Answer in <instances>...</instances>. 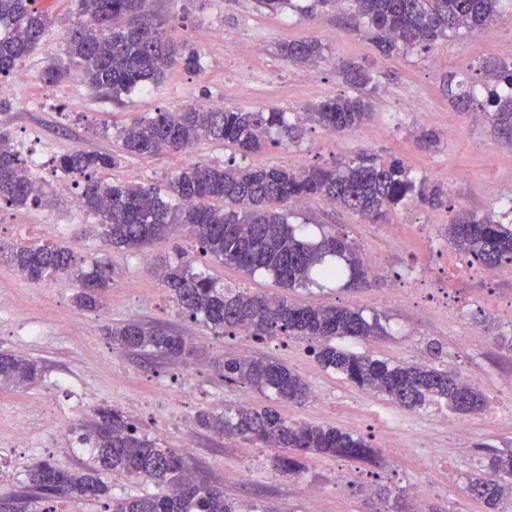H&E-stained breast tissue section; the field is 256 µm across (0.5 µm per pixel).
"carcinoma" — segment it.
<instances>
[{
  "instance_id": "obj_1",
  "label": "carcinoma",
  "mask_w": 512,
  "mask_h": 512,
  "mask_svg": "<svg viewBox=\"0 0 512 512\" xmlns=\"http://www.w3.org/2000/svg\"><path fill=\"white\" fill-rule=\"evenodd\" d=\"M38 2L0 0L1 81L15 75L52 25ZM76 2L75 20L65 37L68 64L48 65L42 75L45 83L56 84L74 69L87 86L119 103L122 96L162 79L174 66L199 70V51L157 27L149 0ZM503 2L345 0V5L355 28H364L377 55L388 58L418 47L426 50L462 28L487 29L500 17ZM323 49L321 41L304 39L284 44L281 55L291 62L309 63L322 57ZM477 71L491 84L485 102L478 101L477 83L453 75L448 77V98L466 109L477 105L490 110L494 128L511 140L512 61L483 62ZM345 75L356 96L323 100L292 122L286 113L274 109L190 106L114 125L112 137L121 152L142 159L163 151L180 153L201 140L222 141L246 158L285 139L299 138L306 122L343 134L369 117L370 97L379 87L371 66L349 65ZM119 159L117 154L75 149L60 156L56 164L65 175L83 176L78 203L98 218L93 228L103 242L144 250L153 241L188 227L195 244L212 260L247 274L262 270L285 288H305L317 278L361 287L369 276L354 241L332 229L317 239L308 238L289 221L291 206L323 199L375 223L410 202L432 209L446 205L443 188L412 176L402 159L387 160L366 152L330 167L295 170L194 164L171 176L162 191L149 185L107 183L97 177L98 171L113 167ZM43 194L44 186L28 177L25 160L10 137L0 133V205L36 204ZM445 236L472 262L512 263V207L499 215H454ZM185 256L178 253L174 262L157 259L154 268L178 309L217 334L230 332L259 341L273 336L314 341L313 353L323 368L406 409L444 405L471 413L487 404L482 391L460 384L446 368L396 363L336 345L338 339L386 335L377 315L368 319L350 307L299 305L286 296L232 288L194 270ZM3 258L24 279L58 276L77 283L75 302L84 310L97 309L112 286L109 265L81 258L62 244L0 243ZM106 336L120 350L175 359L194 353L183 337L137 320L107 327ZM38 372L33 361L0 353V388L24 387L38 378ZM224 377L261 392L269 390L278 401L302 406L311 398L302 377L271 358H228ZM194 421L207 431L277 449L273 467L288 476L304 470L303 460L309 454L364 462L374 459V449L365 438L329 425L294 421L274 405H226L222 413L202 410ZM74 433L79 444L93 450V466L71 471L39 460L27 470V492L1 489L0 497L41 501L48 504L42 512H56L55 504L61 501L106 496L108 486L102 475L117 472L150 482L157 491L114 499L111 512H241V504L225 497L223 490L194 482L175 450L156 446L117 407L95 409L91 424ZM481 467L483 475L469 479L462 492L481 499L488 512H512V450L482 446Z\"/></svg>"
}]
</instances>
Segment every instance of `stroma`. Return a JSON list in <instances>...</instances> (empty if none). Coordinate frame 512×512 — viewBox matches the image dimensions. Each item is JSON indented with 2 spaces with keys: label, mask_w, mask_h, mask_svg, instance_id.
<instances>
[{
  "label": "stroma",
  "mask_w": 512,
  "mask_h": 512,
  "mask_svg": "<svg viewBox=\"0 0 512 512\" xmlns=\"http://www.w3.org/2000/svg\"><path fill=\"white\" fill-rule=\"evenodd\" d=\"M43 5L54 24L14 77L12 106L0 110V132L10 134L23 158L40 159L46 193L35 205L0 207V242L70 246L85 258L108 262L113 281L103 308L86 311L75 304V289L68 282L53 277L28 282L0 263V296L9 301L0 307V353L32 359L42 373L26 389L0 390V486H21L28 467L41 458L65 470L91 466L89 451L76 447L71 429L91 422L95 408L117 406L136 422L141 434L159 447L175 449L197 481L221 488L226 497L240 502L244 512L256 504L273 506L276 512H310L313 492L321 512H390L394 497L406 496L420 483L429 489L425 505L433 512H485L483 504L462 494L461 488L478 470L480 445L512 447V356L494 343L495 336H512V265L470 263L449 244L443 226L455 210L482 216L507 209L497 189L512 182V142L501 137L478 109H457L448 98L447 80L452 74L469 76L471 65L479 61L512 59V24L498 21L492 37L484 31L462 30L430 49L381 59L364 30L349 27L343 11L332 4L314 6L309 18L289 8L269 12L256 0H151L154 21L198 47L201 68L192 72L174 67L157 84L116 105L75 73L55 85L40 81L47 64L65 62V32L75 12L73 0H43ZM206 28L229 30L237 42H203L200 33ZM308 37L322 41L321 59L306 66L283 60L282 44ZM352 63L375 65L381 73L367 120L340 136L305 124L299 141L248 157L247 162L290 169L327 167L364 150L384 158L399 156L415 177L443 186L447 207L411 203L376 223L321 199L294 207L293 223L309 236L336 229L385 266V276L370 278L363 287L327 283L287 291L270 275L250 276L213 261L178 232L155 241L144 255L108 247L87 234L92 216L57 203L60 191L78 194L81 180L77 174L57 173V157L74 149L118 152L113 125L204 99L227 107L299 112L351 94L343 67ZM308 70L315 73V81L304 80ZM420 112L426 113L425 122L417 121ZM424 129L438 134L436 149L420 143ZM233 155L232 147L203 140L177 154L121 159L103 177L157 187L180 168L221 165ZM180 250L194 268L232 287L285 295L305 304L347 306L368 317L379 315L387 335L350 341L355 350L391 361L426 362L428 345L439 344V363L468 375L487 396V407L477 413L452 412L445 418L436 408L409 411L324 369L307 341L275 337L259 342L215 334L184 315L142 261L146 255L172 258ZM130 319L186 338L195 346V355L169 359L113 348L106 326ZM33 324L43 330L36 339L26 333ZM247 353L276 359L307 382L313 400L302 407L281 404L285 416L364 436L376 450L375 462L310 455L298 484L273 469V449L258 448L246 458L241 442L197 427L194 417L200 410L220 412L242 400L268 403L265 394L224 378L225 359ZM44 400L56 406V417L39 425L24 447H13L15 415ZM380 409L397 416L393 439H386L373 420ZM392 440L403 448L402 456L389 448ZM426 440L438 448L435 457L423 458ZM341 467L349 478L340 490L334 479ZM232 472L238 475L233 482L227 479Z\"/></svg>",
  "instance_id": "35a3bbf8"
}]
</instances>
